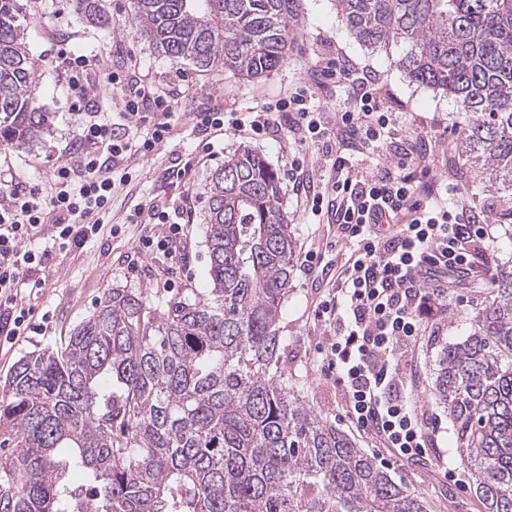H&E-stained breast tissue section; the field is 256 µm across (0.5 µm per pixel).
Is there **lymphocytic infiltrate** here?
Listing matches in <instances>:
<instances>
[{
    "mask_svg": "<svg viewBox=\"0 0 512 512\" xmlns=\"http://www.w3.org/2000/svg\"><path fill=\"white\" fill-rule=\"evenodd\" d=\"M88 65L86 56L72 55L76 163L56 166L47 194L0 177V336L9 343L37 330L22 294L43 287L39 272L52 249H31L30 241L47 224L53 228V249L95 239L116 180L130 175L125 160L131 125L148 126L139 146L145 156L167 142L174 127L170 97L149 82L122 85L115 73L109 79L122 94L121 122L92 111L84 85ZM313 80L321 87L346 88L347 103L337 108L333 123L368 151L398 134L400 127L367 71L332 56L322 60ZM310 102L302 87L270 109L286 113L291 132L303 134L311 150L329 153L328 123ZM192 119L199 130L216 136L228 126L257 135L268 128L247 115L210 109ZM332 167L336 179L330 187L315 191L303 181L296 187L313 216L331 212L349 249L335 288L316 313L334 328L321 369L341 389L357 430L375 436L394 456L417 461L425 458L431 434L409 400L407 355L434 313L447 306L449 273L484 271L495 237L483 212L451 200L447 183L430 180L424 155L407 152L400 162L363 170L339 155Z\"/></svg>",
    "mask_w": 512,
    "mask_h": 512,
    "instance_id": "obj_1",
    "label": "lymphocytic infiltrate"
}]
</instances>
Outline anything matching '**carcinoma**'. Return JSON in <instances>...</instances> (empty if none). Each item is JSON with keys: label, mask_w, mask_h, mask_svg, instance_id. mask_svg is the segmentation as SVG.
<instances>
[{"label": "carcinoma", "mask_w": 512, "mask_h": 512, "mask_svg": "<svg viewBox=\"0 0 512 512\" xmlns=\"http://www.w3.org/2000/svg\"><path fill=\"white\" fill-rule=\"evenodd\" d=\"M289 2L134 0L132 22L167 57L251 80L288 54ZM77 5L99 22L96 0ZM336 7L365 46L402 47L413 80L459 100L460 146L512 224V0ZM33 70L20 0H0V146L52 128ZM206 195L208 297L163 309L109 288L0 387V512H430L288 384L278 322L295 245L276 170L243 147ZM490 288L471 333L441 346L432 389L486 509L512 512V271Z\"/></svg>", "instance_id": "carcinoma-1"}]
</instances>
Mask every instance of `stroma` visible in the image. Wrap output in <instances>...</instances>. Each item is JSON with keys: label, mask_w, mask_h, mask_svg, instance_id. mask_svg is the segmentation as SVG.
Returning <instances> with one entry per match:
<instances>
[{"label": "stroma", "mask_w": 512, "mask_h": 512, "mask_svg": "<svg viewBox=\"0 0 512 512\" xmlns=\"http://www.w3.org/2000/svg\"><path fill=\"white\" fill-rule=\"evenodd\" d=\"M21 2L28 49L37 62L35 94L44 110L53 113L54 120L51 133L32 146L19 150L0 148V169L17 181L44 187L56 166L70 159L67 144L76 117L70 111L67 63L55 51L60 41L67 42L75 54L105 57L109 70L119 73L123 82H153L175 98L178 118L170 140L159 146L154 155L146 158L135 154L130 158L132 179L115 188L105 230L83 249L53 252L42 271L44 287L23 299L24 305L50 312L51 320L45 331L20 337L12 346L0 348V380L10 375L24 354L59 346L70 330L93 312L107 288H132L163 302L179 298L188 289L207 294L206 186L225 156L246 146L262 154L277 171L282 182L283 208L296 242L290 292L278 328L285 338L282 360L289 372L301 376L304 396L317 414L349 436L398 483L424 497L430 512H486L461 464L448 413L432 391L441 345L460 341L470 333L472 319L486 296L485 289L454 283L449 309L437 314L439 333L421 337L410 353L409 388L414 405L437 432L425 460L408 462L392 456L379 447L377 439L351 427L339 387L321 371L320 351L327 346L333 331L315 314L328 290L335 288L336 276L349 251L337 224L305 211L287 181L292 160L302 154L299 135L276 122L261 137L231 128L223 137L210 141L213 154L208 157L204 154L208 141L192 121L193 113L212 108L224 113L260 111L266 103L294 91L307 70L322 58L340 53L377 74L380 99L394 113L400 127L412 132L417 145L426 152L433 166L432 176L447 178L456 197L492 216L503 203L475 178L465 154L458 148L466 123L460 105L448 95L412 80L398 64L400 48L371 52L362 46L337 13L336 0H293L286 59L271 73L251 81L229 72L200 73L189 62L160 55L149 39L128 24L133 0H102L103 21L97 25L82 19L74 0ZM179 159L191 161L190 175L178 181L165 180V169ZM139 208L177 209L190 214L191 222L185 227V261L171 263L160 252L135 256L140 238H157L166 232L165 225L145 216L131 222V214ZM310 251L324 255L327 270L303 272L301 263ZM449 470L454 473L450 479L445 476Z\"/></svg>", "instance_id": "stroma-1"}]
</instances>
